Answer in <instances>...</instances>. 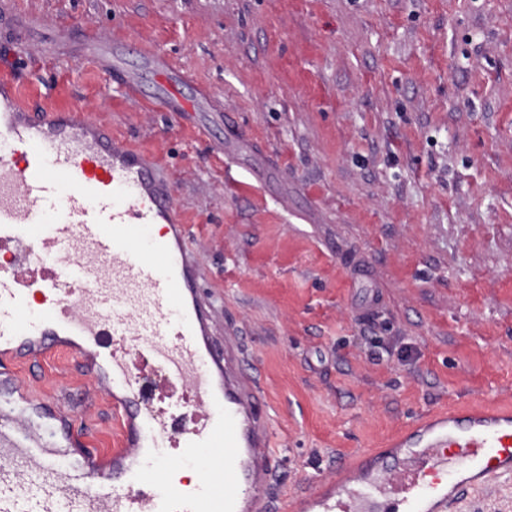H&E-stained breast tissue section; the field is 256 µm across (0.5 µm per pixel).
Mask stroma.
<instances>
[{"label": "stroma", "mask_w": 512, "mask_h": 512, "mask_svg": "<svg viewBox=\"0 0 512 512\" xmlns=\"http://www.w3.org/2000/svg\"><path fill=\"white\" fill-rule=\"evenodd\" d=\"M49 22L40 84L153 155L216 334L271 408L270 512L448 408L512 410V0H9ZM92 27L209 99L145 109L84 63ZM64 345L0 357L92 470L112 390Z\"/></svg>", "instance_id": "obj_1"}]
</instances>
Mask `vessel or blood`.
<instances>
[{
	"mask_svg": "<svg viewBox=\"0 0 512 512\" xmlns=\"http://www.w3.org/2000/svg\"><path fill=\"white\" fill-rule=\"evenodd\" d=\"M160 107L187 112L182 75L149 55ZM113 89L140 80L113 58ZM37 85L0 78V348H54L73 336L103 349L122 445L98 475L25 393L0 392V512H267L270 411L242 369L237 337L214 340L191 235L147 154L108 124L80 122L64 87L43 108ZM180 394L191 423L148 409ZM201 465L194 485L174 462ZM512 478V413L457 411L416 425L365 480L307 496L309 512H446L464 490Z\"/></svg>",
	"mask_w": 512,
	"mask_h": 512,
	"instance_id": "b4317fda",
	"label": "vessel or blood"
}]
</instances>
